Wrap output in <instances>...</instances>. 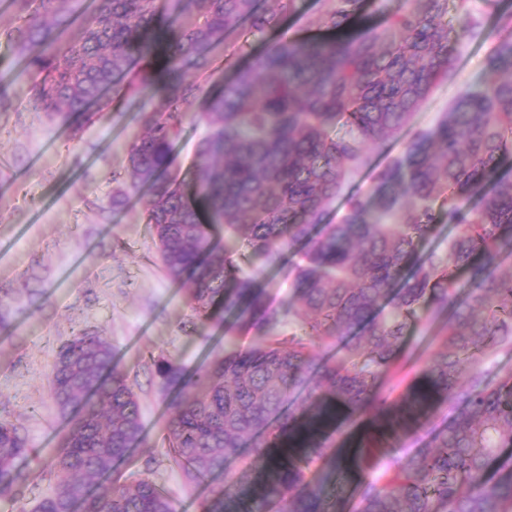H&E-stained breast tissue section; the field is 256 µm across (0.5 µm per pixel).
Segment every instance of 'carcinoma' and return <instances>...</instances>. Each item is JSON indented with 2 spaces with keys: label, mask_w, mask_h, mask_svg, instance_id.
I'll list each match as a JSON object with an SVG mask.
<instances>
[{
  "label": "carcinoma",
  "mask_w": 512,
  "mask_h": 512,
  "mask_svg": "<svg viewBox=\"0 0 512 512\" xmlns=\"http://www.w3.org/2000/svg\"><path fill=\"white\" fill-rule=\"evenodd\" d=\"M14 2L22 23L0 38L43 73L29 90L33 111L88 119L92 105L104 112L148 96L128 150L129 190L148 189L147 224L166 275L186 286L194 330L224 325V347L194 372L154 361L161 395L177 391L165 425L171 461L193 486L225 478L201 512H331L306 471L317 461L348 467L328 458L324 429L336 414L364 411L382 423L374 446L388 447L435 402L462 410L431 447L395 459L394 477L368 486L360 512H512V468L487 479L512 447V375L493 383L484 368L512 349V274L497 273L512 256V179L498 175L512 153V15L479 81L331 224L327 207L346 175L450 76L455 45L476 28L466 0H397L386 26L354 33L363 0H323L318 26L329 39L282 38L217 90L186 74L211 71L232 35L265 39L278 13L258 0H92L76 40V0ZM162 18L158 66L152 35ZM192 122L207 132L185 179L170 170ZM443 209L447 252L421 256ZM294 249L297 262L287 260ZM240 252L252 270L235 261ZM282 259L292 297L273 306L260 272ZM423 303L448 312L446 339L421 385L394 404L379 381L407 364V322ZM242 332L263 343L239 348ZM318 340L340 341L319 366ZM296 390L307 391L298 416L288 405ZM51 395L68 429L51 460L59 480L34 512H176L151 479L112 478L144 428L134 384L102 333L82 330L60 347ZM248 438L250 465L231 475ZM26 454V437L0 417L1 496L14 492Z\"/></svg>",
  "instance_id": "cac0c4a2"
}]
</instances>
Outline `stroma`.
I'll list each match as a JSON object with an SVG mask.
<instances>
[{
    "label": "stroma",
    "instance_id": "obj_1",
    "mask_svg": "<svg viewBox=\"0 0 512 512\" xmlns=\"http://www.w3.org/2000/svg\"><path fill=\"white\" fill-rule=\"evenodd\" d=\"M478 26L461 39L452 80L434 86L396 140L374 148L365 167L351 175L346 192L367 194L377 168L400 155L419 130L433 128L452 100L483 73L502 15L512 0H468ZM321 0H295L275 37L317 35ZM17 79L0 86V416L28 440L18 462L22 480L13 496L0 497V512H32L57 482L51 456L67 429L49 395V373L61 344L81 330H98L116 359L136 380L146 439L120 466L129 479L148 477L166 488L176 505L199 507L207 484L187 485L167 455L168 409L158 391L152 358L172 357L193 371L224 344L222 327L204 333L187 327L192 312L182 285L167 278L145 221L147 190L112 204L110 173L127 178L128 149L139 129V106L97 113L88 123H66L56 114L27 108L37 69L0 39V68ZM446 314L419 310L407 329L411 365L395 384L398 398L418 378L445 339ZM442 406L401 437L398 448L374 449L356 478L329 490L342 512H357L363 485L388 477L393 457L417 454L452 420ZM327 433L332 451L363 447L376 427L356 414L338 419Z\"/></svg>",
    "mask_w": 512,
    "mask_h": 512
}]
</instances>
